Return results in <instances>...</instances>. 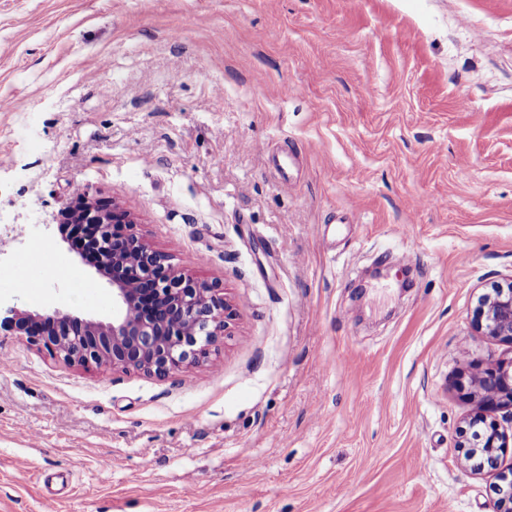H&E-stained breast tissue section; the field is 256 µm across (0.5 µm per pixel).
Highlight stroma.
I'll return each mask as SVG.
<instances>
[{
	"mask_svg": "<svg viewBox=\"0 0 512 512\" xmlns=\"http://www.w3.org/2000/svg\"><path fill=\"white\" fill-rule=\"evenodd\" d=\"M0 298L112 317L80 195L218 284L160 380L0 332V512H490L456 387L512 278V0H0Z\"/></svg>",
	"mask_w": 512,
	"mask_h": 512,
	"instance_id": "1",
	"label": "stroma"
}]
</instances>
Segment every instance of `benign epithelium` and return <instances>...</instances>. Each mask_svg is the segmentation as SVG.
Segmentation results:
<instances>
[{
    "instance_id": "1",
    "label": "benign epithelium",
    "mask_w": 512,
    "mask_h": 512,
    "mask_svg": "<svg viewBox=\"0 0 512 512\" xmlns=\"http://www.w3.org/2000/svg\"><path fill=\"white\" fill-rule=\"evenodd\" d=\"M59 228H76L91 266L112 285L115 312L108 322L70 312L31 313L9 308L6 329L41 342L70 364L136 369L166 379L207 360L224 335L229 305L213 284L180 272L169 255L135 231L131 213L104 201L76 198L58 214ZM473 327L512 346V283L495 284L479 299ZM465 397L475 403L458 447L476 470L495 476L492 512H512V467L501 459L512 447V359L475 365Z\"/></svg>"
}]
</instances>
